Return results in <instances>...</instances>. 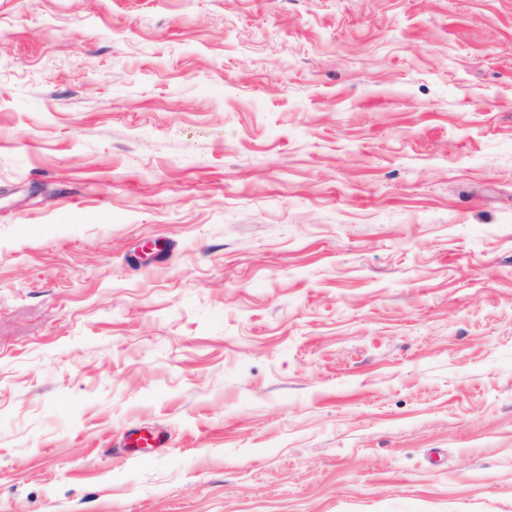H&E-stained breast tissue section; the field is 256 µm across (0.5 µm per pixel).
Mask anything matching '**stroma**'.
Listing matches in <instances>:
<instances>
[{
	"mask_svg": "<svg viewBox=\"0 0 512 512\" xmlns=\"http://www.w3.org/2000/svg\"><path fill=\"white\" fill-rule=\"evenodd\" d=\"M0 512H512V0H0Z\"/></svg>",
	"mask_w": 512,
	"mask_h": 512,
	"instance_id": "35a3bbf8",
	"label": "stroma"
}]
</instances>
